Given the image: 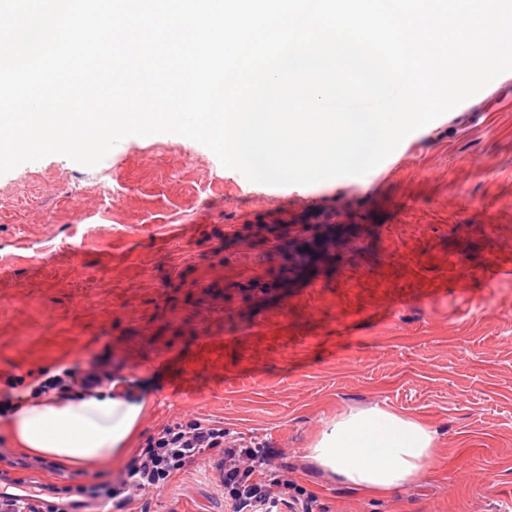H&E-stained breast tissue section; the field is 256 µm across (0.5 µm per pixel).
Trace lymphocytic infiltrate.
Masks as SVG:
<instances>
[{
  "label": "lymphocytic infiltrate",
  "instance_id": "1",
  "mask_svg": "<svg viewBox=\"0 0 512 512\" xmlns=\"http://www.w3.org/2000/svg\"><path fill=\"white\" fill-rule=\"evenodd\" d=\"M112 375L100 364L75 371L66 368L47 376L38 392L71 394L99 388ZM275 452L255 448L231 436L223 425L199 418H182L150 436L116 482L101 481L45 493L0 494V512H79L86 504L111 502L123 512L126 495L161 494L182 470L205 464L219 473L224 498L232 512H262L264 507H289L291 512H314L316 499L274 466Z\"/></svg>",
  "mask_w": 512,
  "mask_h": 512
}]
</instances>
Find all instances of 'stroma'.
Wrapping results in <instances>:
<instances>
[{
  "label": "stroma",
  "mask_w": 512,
  "mask_h": 512,
  "mask_svg": "<svg viewBox=\"0 0 512 512\" xmlns=\"http://www.w3.org/2000/svg\"><path fill=\"white\" fill-rule=\"evenodd\" d=\"M362 176L270 186L176 134L95 167L0 175V390L107 363L143 436L201 417L277 451L324 512H512V72ZM315 242L293 266L285 255ZM379 404L438 432L429 482L368 498L306 457L321 417ZM120 467L33 470L46 485ZM125 512H230L191 466Z\"/></svg>",
  "instance_id": "35a3bbf8"
}]
</instances>
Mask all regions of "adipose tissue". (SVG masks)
Instances as JSON below:
<instances>
[{
  "mask_svg": "<svg viewBox=\"0 0 512 512\" xmlns=\"http://www.w3.org/2000/svg\"><path fill=\"white\" fill-rule=\"evenodd\" d=\"M148 403L121 381L68 397H27L5 416L24 456L73 467L116 465L132 450ZM440 455L437 431L417 415L380 405L350 408L321 420L306 450L327 476L380 498L430 479Z\"/></svg>",
  "mask_w": 512,
  "mask_h": 512,
  "instance_id": "ef3b65f1",
  "label": "adipose tissue"
}]
</instances>
